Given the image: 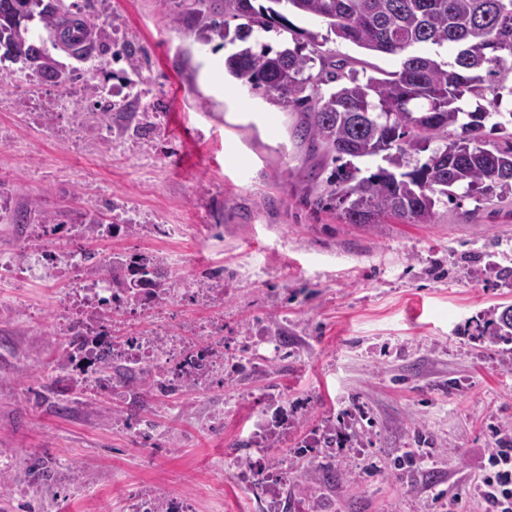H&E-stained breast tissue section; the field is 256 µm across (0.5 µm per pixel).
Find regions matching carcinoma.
I'll list each match as a JSON object with an SVG mask.
<instances>
[{
    "mask_svg": "<svg viewBox=\"0 0 512 512\" xmlns=\"http://www.w3.org/2000/svg\"><path fill=\"white\" fill-rule=\"evenodd\" d=\"M254 2L179 0L171 22L204 46L217 38L237 46L224 58V73L302 114L297 136L336 164L316 205L336 207L347 224H380L387 217L430 224L444 197L512 194V112L500 111L502 75L512 71V32L502 33L500 22L512 24V0ZM291 14L316 16L339 39L400 57V69L363 81L332 53H303ZM34 19L61 42L81 38L94 48L108 38L105 29L80 22L60 5L0 0V58L54 70L30 40ZM269 32L283 37L279 49L262 42ZM429 47L447 48L452 61L422 52ZM488 123L499 139L485 137ZM428 149L424 163H413ZM375 156L387 166L361 175L354 160ZM87 261L86 274L110 272L114 288L153 284L144 262L114 257L105 266L92 254ZM479 337L512 342V306L489 310Z\"/></svg>",
    "mask_w": 512,
    "mask_h": 512,
    "instance_id": "carcinoma-1",
    "label": "carcinoma"
}]
</instances>
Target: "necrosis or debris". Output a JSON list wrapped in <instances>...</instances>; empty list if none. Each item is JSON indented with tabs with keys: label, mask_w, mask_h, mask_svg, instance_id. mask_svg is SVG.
<instances>
[{
	"label": "necrosis or debris",
	"mask_w": 512,
	"mask_h": 512,
	"mask_svg": "<svg viewBox=\"0 0 512 512\" xmlns=\"http://www.w3.org/2000/svg\"><path fill=\"white\" fill-rule=\"evenodd\" d=\"M63 259L65 270L81 273L64 292L62 325L66 335L80 336L83 342L75 363L85 379L96 380L98 368L112 362L160 376L168 385L186 378L201 383L223 372L224 356L217 350L186 349L177 337L152 329L130 333L112 324V314L135 306L149 316L159 307L180 302L194 291L191 285L176 287L167 282L158 288H146L135 302L115 291L109 278L84 274V251L71 250L64 253ZM236 477L245 490H256L264 503L263 512H279L280 491L288 480L287 472L278 468L259 471L246 464L238 467Z\"/></svg>",
	"instance_id": "necrosis-or-debris-1"
}]
</instances>
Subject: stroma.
Instances as JSON below:
<instances>
[{
  "label": "stroma",
  "mask_w": 512,
  "mask_h": 512,
  "mask_svg": "<svg viewBox=\"0 0 512 512\" xmlns=\"http://www.w3.org/2000/svg\"><path fill=\"white\" fill-rule=\"evenodd\" d=\"M63 5L143 62L77 78L66 111L44 75L0 83V202L37 200L68 219L0 223V253L169 255L175 277L224 291L165 316L174 333L222 319L224 370L204 391L163 395L119 371L94 388L65 366L54 334L65 281L1 277L0 461L22 474L0 492V512H129L138 493L191 497L194 512H259L233 475L242 458L287 463L284 512H488L473 485L492 449L512 448V362L505 344L473 334L512 304V194L438 204L429 224L344 223L315 203L333 163L293 138L299 113L234 85L227 49L173 30L175 0ZM292 21L361 75L399 68L321 19ZM142 95L158 123L138 119ZM133 208V235L73 227L85 212L122 224ZM251 336L269 344L245 377L234 364ZM261 415L275 423L274 448L251 435ZM335 426L352 438L333 442Z\"/></svg>",
  "instance_id": "1"
}]
</instances>
